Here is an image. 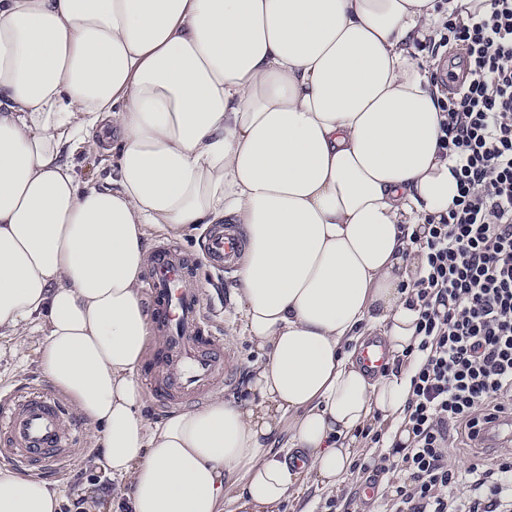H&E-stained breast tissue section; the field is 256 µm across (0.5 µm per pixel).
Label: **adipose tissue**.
Listing matches in <instances>:
<instances>
[{
    "label": "adipose tissue",
    "instance_id": "1",
    "mask_svg": "<svg viewBox=\"0 0 512 512\" xmlns=\"http://www.w3.org/2000/svg\"><path fill=\"white\" fill-rule=\"evenodd\" d=\"M484 0H0V330L95 429L125 512H277L344 481L349 437L401 425L420 363L413 236L457 195L422 56ZM112 129L105 183L75 157ZM244 233L236 297L263 355L243 396L154 423L146 231ZM378 333L399 372L355 352ZM0 469V512H58Z\"/></svg>",
    "mask_w": 512,
    "mask_h": 512
}]
</instances>
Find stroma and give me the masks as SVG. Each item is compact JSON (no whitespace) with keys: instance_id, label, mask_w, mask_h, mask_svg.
I'll return each mask as SVG.
<instances>
[{"instance_id":"obj_1","label":"stroma","mask_w":512,"mask_h":512,"mask_svg":"<svg viewBox=\"0 0 512 512\" xmlns=\"http://www.w3.org/2000/svg\"><path fill=\"white\" fill-rule=\"evenodd\" d=\"M205 232V226L200 225L191 235L174 242L165 233L152 228L148 231L147 245L152 248L160 243H175L184 255L201 267L198 285L206 291V310L213 322L221 327L231 352V383L222 389L221 395L227 399L238 398L242 395L245 373L258 360L259 354L243 333L242 317L236 303V278L215 282L204 272L206 262L201 240ZM43 341V336L36 331L21 340L6 333L0 335V396L20 395L32 388L49 387L50 382L39 365ZM371 427L381 433L380 442L375 443L363 434H356L351 444L354 467L341 484L326 488L311 482L298 487L289 492L279 512H329L328 504L333 500L341 504L352 502L355 512H384L386 504L383 500L370 504L359 501L361 486L374 477L383 484L390 480L401 482L405 475L400 471L388 477L377 475L379 459L388 453L386 437L390 423L376 418L372 420ZM94 435L90 424L82 423L73 460L61 476L51 479L62 500L60 512H76L74 504L79 500L83 501L86 512H115L117 503L129 491L128 483L110 478L96 464Z\"/></svg>"}]
</instances>
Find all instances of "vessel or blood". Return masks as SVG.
Listing matches in <instances>:
<instances>
[{
    "instance_id": "obj_1",
    "label": "vessel or blood",
    "mask_w": 512,
    "mask_h": 512,
    "mask_svg": "<svg viewBox=\"0 0 512 512\" xmlns=\"http://www.w3.org/2000/svg\"><path fill=\"white\" fill-rule=\"evenodd\" d=\"M243 241L234 225L211 231L202 251L217 272H232ZM147 285L154 301L153 321L163 346L151 354L146 369L149 395L161 406L180 405L223 387L229 353L224 339L211 329L204 310L205 293L190 287L198 270L175 246H156L148 259ZM388 346L368 337L358 359L368 373L382 371ZM79 425L59 396L38 389L0 399V462L24 473L50 474L72 457Z\"/></svg>"
}]
</instances>
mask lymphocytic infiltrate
<instances>
[{"mask_svg": "<svg viewBox=\"0 0 512 512\" xmlns=\"http://www.w3.org/2000/svg\"><path fill=\"white\" fill-rule=\"evenodd\" d=\"M445 28L463 52V74L442 110L440 147L459 196L424 226L426 273L413 284L424 358L412 379L406 443L380 471L406 472L391 512H512V459L448 464L461 435L494 447L512 400V0H489Z\"/></svg>", "mask_w": 512, "mask_h": 512, "instance_id": "obj_1", "label": "lymphocytic infiltrate"}]
</instances>
